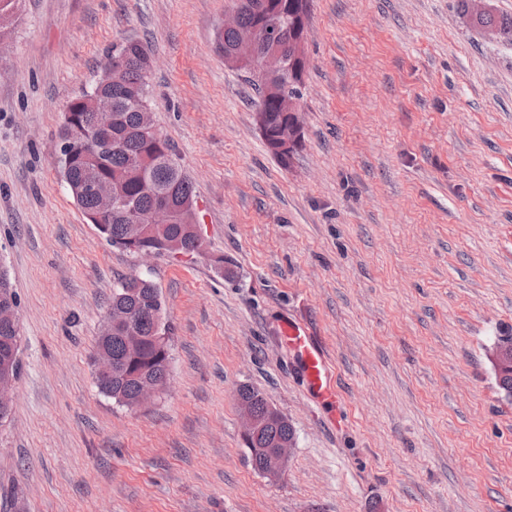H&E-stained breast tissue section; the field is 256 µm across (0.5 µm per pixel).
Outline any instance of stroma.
<instances>
[{
    "label": "stroma",
    "instance_id": "1",
    "mask_svg": "<svg viewBox=\"0 0 512 512\" xmlns=\"http://www.w3.org/2000/svg\"><path fill=\"white\" fill-rule=\"evenodd\" d=\"M230 0H20L0 47V269L21 374L0 422V503L24 512H512V41L464 0H312L291 167L216 50ZM145 43L150 106L197 195L203 247H112L58 164L67 104L113 44ZM223 258L218 273L215 258ZM152 281L169 382L128 408L94 382L113 286ZM307 324L339 406L311 398L284 322ZM296 430L252 466L237 390ZM492 358L500 370L497 371L496 379L498 387L504 392L507 398L512 397V344L498 343L494 347ZM511 369V370H510Z\"/></svg>",
    "mask_w": 512,
    "mask_h": 512
}]
</instances>
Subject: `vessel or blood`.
<instances>
[{
  "label": "vessel or blood",
  "instance_id": "vessel-or-blood-1",
  "mask_svg": "<svg viewBox=\"0 0 512 512\" xmlns=\"http://www.w3.org/2000/svg\"><path fill=\"white\" fill-rule=\"evenodd\" d=\"M283 333L300 357L301 370L312 398L321 403H336L334 367L322 345L298 322L285 324Z\"/></svg>",
  "mask_w": 512,
  "mask_h": 512
}]
</instances>
